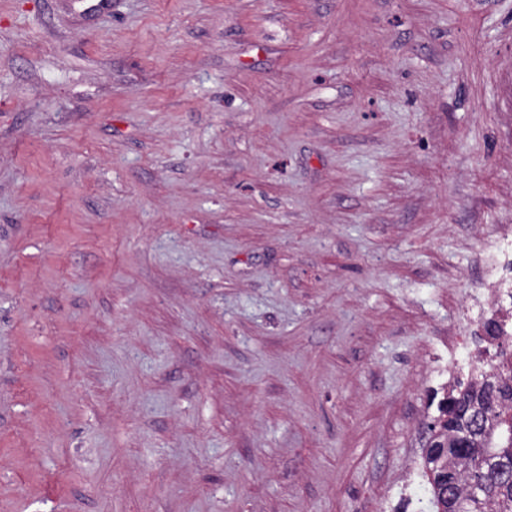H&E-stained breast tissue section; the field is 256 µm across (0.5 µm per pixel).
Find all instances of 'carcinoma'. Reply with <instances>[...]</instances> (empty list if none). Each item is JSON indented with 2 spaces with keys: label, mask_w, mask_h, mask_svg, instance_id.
Returning <instances> with one entry per match:
<instances>
[{
  "label": "carcinoma",
  "mask_w": 512,
  "mask_h": 512,
  "mask_svg": "<svg viewBox=\"0 0 512 512\" xmlns=\"http://www.w3.org/2000/svg\"><path fill=\"white\" fill-rule=\"evenodd\" d=\"M497 343V363L475 367L465 387L453 389L437 405L428 424L423 473L430 512H459L468 481L488 483L472 512H512V333L495 319L484 323Z\"/></svg>",
  "instance_id": "obj_1"
}]
</instances>
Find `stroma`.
I'll list each match as a JSON object with an SVG mask.
<instances>
[{
    "instance_id": "obj_1",
    "label": "stroma",
    "mask_w": 512,
    "mask_h": 512,
    "mask_svg": "<svg viewBox=\"0 0 512 512\" xmlns=\"http://www.w3.org/2000/svg\"><path fill=\"white\" fill-rule=\"evenodd\" d=\"M0 0V512H427L512 227V0Z\"/></svg>"
}]
</instances>
